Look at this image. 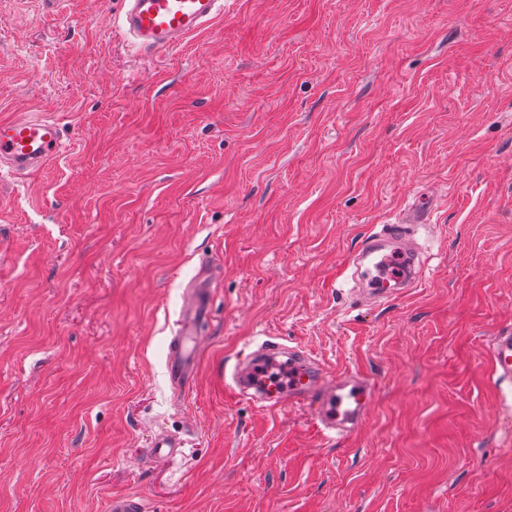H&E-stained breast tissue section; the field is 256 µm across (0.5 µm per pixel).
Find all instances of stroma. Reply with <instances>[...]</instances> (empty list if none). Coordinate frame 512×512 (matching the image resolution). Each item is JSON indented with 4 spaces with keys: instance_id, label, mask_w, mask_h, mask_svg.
I'll return each instance as SVG.
<instances>
[{
    "instance_id": "obj_1",
    "label": "stroma",
    "mask_w": 512,
    "mask_h": 512,
    "mask_svg": "<svg viewBox=\"0 0 512 512\" xmlns=\"http://www.w3.org/2000/svg\"><path fill=\"white\" fill-rule=\"evenodd\" d=\"M121 0H0V118L65 148L0 172V512H512V0H228L146 56ZM420 202L418 287L346 268ZM221 267L196 384L165 358ZM374 386L359 430L224 384L252 341ZM189 434L151 459L158 430ZM212 264L201 263L197 275L187 285L177 329L168 344L166 368L173 399L183 402L194 387L197 372L198 325L208 321L213 298ZM492 377L512 379V333L494 336L489 345ZM108 512H148L145 501L132 494L113 495L107 504Z\"/></svg>"
}]
</instances>
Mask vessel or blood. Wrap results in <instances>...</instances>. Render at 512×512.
I'll use <instances>...</instances> for the list:
<instances>
[{
	"label": "vessel or blood",
	"mask_w": 512,
	"mask_h": 512,
	"mask_svg": "<svg viewBox=\"0 0 512 512\" xmlns=\"http://www.w3.org/2000/svg\"><path fill=\"white\" fill-rule=\"evenodd\" d=\"M225 0H122L117 27L120 35L147 53L172 49L224 13ZM63 148L58 124L43 117L0 119V166L22 174L41 167ZM429 214L414 210L404 219L386 225L367 237L352 258L353 267H362L374 253L388 249L410 259L401 285L413 288L426 275V267L416 257L411 230L425 224ZM213 279L209 263H202L187 285L177 329L168 344L166 368L172 396L183 402L194 387L197 372L198 336L201 322L210 318ZM493 378L512 379V333L493 337L489 345ZM285 360L288 388L270 390L250 379L261 362ZM225 381L238 397L275 408L284 403L307 408L314 424L328 440H342L355 433L365 420L373 398L368 382L360 376L332 373L325 363L301 345H286L271 339L255 344L237 359ZM185 445L182 435L158 432L149 449L152 457L176 455ZM107 512H148L145 501L132 494L112 496Z\"/></svg>",
	"instance_id": "obj_1"
}]
</instances>
